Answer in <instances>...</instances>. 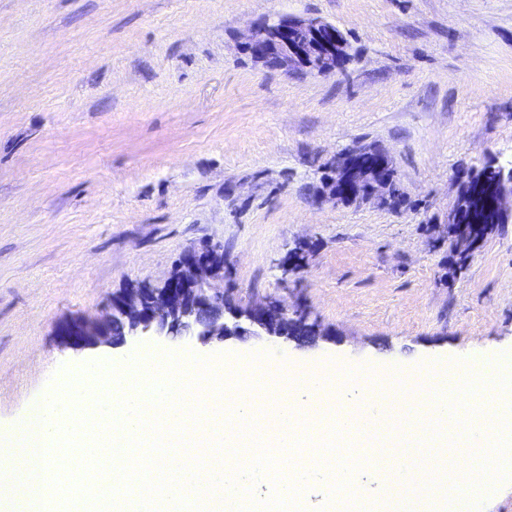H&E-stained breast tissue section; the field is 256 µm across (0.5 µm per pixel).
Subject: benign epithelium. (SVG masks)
I'll list each match as a JSON object with an SVG mask.
<instances>
[{
    "instance_id": "obj_1",
    "label": "benign epithelium",
    "mask_w": 512,
    "mask_h": 512,
    "mask_svg": "<svg viewBox=\"0 0 512 512\" xmlns=\"http://www.w3.org/2000/svg\"><path fill=\"white\" fill-rule=\"evenodd\" d=\"M347 42L336 27L320 19L281 18L252 27L246 47L259 61L273 56L278 69L330 75L336 56ZM496 175L464 180L483 188L499 216L512 218V167L493 166ZM329 178L331 196L340 201L354 194L381 195L394 177L384 153L359 150L342 152ZM224 279V245L206 243L185 251L173 271L157 287L126 288L111 297L98 322L74 321L60 331L66 349H94L102 343L122 347L139 336L171 342L195 336L207 343L227 336H266L289 341L288 310L277 301H260L247 307L232 303L212 282ZM123 322L120 341L112 337V321Z\"/></svg>"
}]
</instances>
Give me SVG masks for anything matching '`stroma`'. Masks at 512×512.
Masks as SVG:
<instances>
[{"label": "stroma", "instance_id": "obj_1", "mask_svg": "<svg viewBox=\"0 0 512 512\" xmlns=\"http://www.w3.org/2000/svg\"><path fill=\"white\" fill-rule=\"evenodd\" d=\"M282 17L335 25L352 58L267 68L246 37ZM356 145L387 154L398 205L330 197ZM491 160L512 162V0H0V435L51 381L150 350L421 368L512 348V224L462 268L448 236L462 180ZM210 241L239 305L305 311L318 342L64 349L62 325ZM363 491L356 512H386L360 484L300 505Z\"/></svg>", "mask_w": 512, "mask_h": 512}]
</instances>
